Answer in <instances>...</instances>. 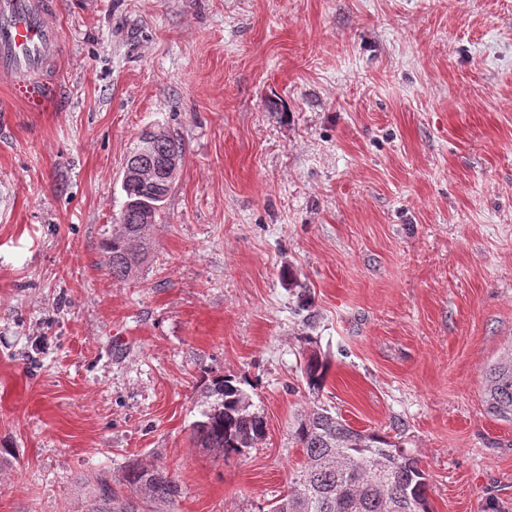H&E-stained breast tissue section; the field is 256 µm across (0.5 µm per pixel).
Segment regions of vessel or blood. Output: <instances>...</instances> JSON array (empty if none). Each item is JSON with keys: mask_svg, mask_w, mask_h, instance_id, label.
Returning <instances> with one entry per match:
<instances>
[{"mask_svg": "<svg viewBox=\"0 0 512 512\" xmlns=\"http://www.w3.org/2000/svg\"><path fill=\"white\" fill-rule=\"evenodd\" d=\"M53 0H0V74L30 111H44L60 93L56 71L62 35Z\"/></svg>", "mask_w": 512, "mask_h": 512, "instance_id": "1", "label": "vessel or blood"}]
</instances>
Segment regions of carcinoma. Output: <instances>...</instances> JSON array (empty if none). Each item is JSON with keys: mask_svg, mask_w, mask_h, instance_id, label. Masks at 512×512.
<instances>
[{"mask_svg": "<svg viewBox=\"0 0 512 512\" xmlns=\"http://www.w3.org/2000/svg\"><path fill=\"white\" fill-rule=\"evenodd\" d=\"M181 140L164 133L137 159L168 179L166 167L182 161ZM125 201L118 223L102 241L112 278L125 281L148 260L154 247L155 221L166 197L154 183L123 176ZM328 367L310 356L303 378L311 394L325 386ZM486 403L491 415L512 422V352L498 359L486 374ZM193 438L204 448L225 455L252 448L266 433L263 416L253 410L249 393L238 382L216 375L206 382L200 419ZM305 461L293 474L291 490L277 505L280 512H431L428 478L417 460L378 432H361L325 408L301 416L293 428ZM182 489L168 471L132 462L119 486L95 477L83 512H173Z\"/></svg>", "mask_w": 512, "mask_h": 512, "instance_id": "cac0c4a2", "label": "carcinoma"}]
</instances>
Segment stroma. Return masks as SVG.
Returning <instances> with one entry per match:
<instances>
[{
    "instance_id": "stroma-1",
    "label": "stroma",
    "mask_w": 512,
    "mask_h": 512,
    "mask_svg": "<svg viewBox=\"0 0 512 512\" xmlns=\"http://www.w3.org/2000/svg\"><path fill=\"white\" fill-rule=\"evenodd\" d=\"M62 95L0 76V512L167 468L175 512H270L320 406L415 457L432 512H512V0H59ZM148 126L185 155L148 263L101 247ZM309 292L311 306L298 310ZM329 362L320 395L301 368ZM264 438L197 446L205 381ZM486 381L485 395L489 413L512 422V352L489 368Z\"/></svg>"
}]
</instances>
